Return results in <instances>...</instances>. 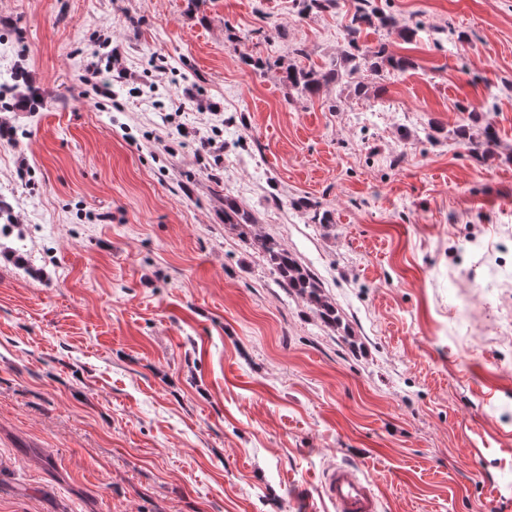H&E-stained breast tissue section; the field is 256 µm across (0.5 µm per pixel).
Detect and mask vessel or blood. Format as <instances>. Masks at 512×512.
I'll return each instance as SVG.
<instances>
[{"label":"vessel or blood","instance_id":"obj_1","mask_svg":"<svg viewBox=\"0 0 512 512\" xmlns=\"http://www.w3.org/2000/svg\"><path fill=\"white\" fill-rule=\"evenodd\" d=\"M336 512H381V499L373 485L345 466L328 469L321 482Z\"/></svg>","mask_w":512,"mask_h":512}]
</instances>
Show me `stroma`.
Instances as JSON below:
<instances>
[{
  "label": "stroma",
  "instance_id": "obj_1",
  "mask_svg": "<svg viewBox=\"0 0 512 512\" xmlns=\"http://www.w3.org/2000/svg\"><path fill=\"white\" fill-rule=\"evenodd\" d=\"M373 3L360 46L414 68L309 98L278 65L339 59L354 0H0V75L40 101L0 100V512H335L343 464L382 512H512V0ZM489 123L475 156L456 130ZM259 247L278 277L302 298L314 306L324 322L336 323V308L323 295L321 285L309 269L304 268L287 247L274 239H260Z\"/></svg>",
  "mask_w": 512,
  "mask_h": 512
}]
</instances>
